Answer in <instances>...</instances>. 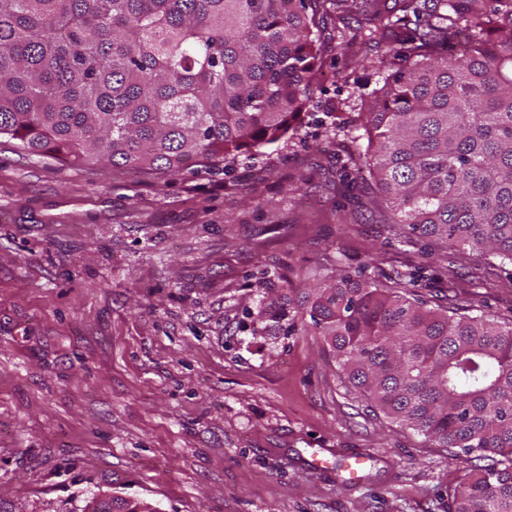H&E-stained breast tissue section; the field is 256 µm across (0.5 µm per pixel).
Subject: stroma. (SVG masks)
<instances>
[{
  "instance_id": "obj_1",
  "label": "stroma",
  "mask_w": 512,
  "mask_h": 512,
  "mask_svg": "<svg viewBox=\"0 0 512 512\" xmlns=\"http://www.w3.org/2000/svg\"><path fill=\"white\" fill-rule=\"evenodd\" d=\"M328 20L295 136L240 157L145 174L24 152L0 137V512H84L101 494L156 512H448V449L367 413L323 336L270 335L288 280L380 253L422 263L362 198L336 204L375 86ZM494 257L441 247L462 296L512 315ZM328 448L308 465L309 447ZM367 463L358 481L350 457Z\"/></svg>"
}]
</instances>
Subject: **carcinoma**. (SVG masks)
I'll return each mask as SVG.
<instances>
[{
	"mask_svg": "<svg viewBox=\"0 0 512 512\" xmlns=\"http://www.w3.org/2000/svg\"><path fill=\"white\" fill-rule=\"evenodd\" d=\"M334 12L365 15L345 48L382 45L387 68L336 154L340 197L365 171L393 236L512 264V0H0V136L66 163L230 166L296 128ZM419 278L371 253L264 319L316 330L368 407L453 449L448 512H512V319L431 306Z\"/></svg>",
	"mask_w": 512,
	"mask_h": 512,
	"instance_id": "carcinoma-1",
	"label": "carcinoma"
}]
</instances>
